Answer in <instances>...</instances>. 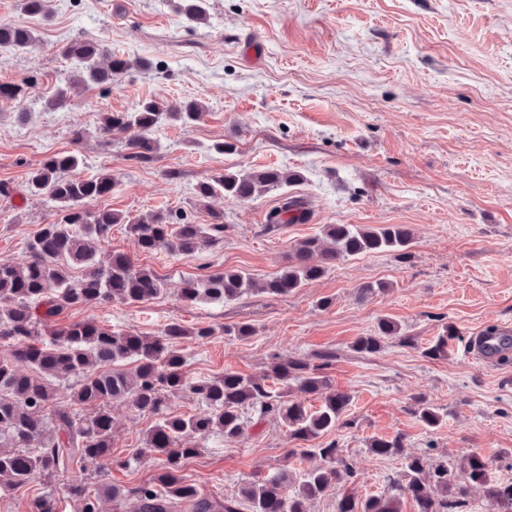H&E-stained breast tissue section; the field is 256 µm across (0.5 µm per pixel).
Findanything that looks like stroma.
I'll use <instances>...</instances> for the list:
<instances>
[{
  "mask_svg": "<svg viewBox=\"0 0 512 512\" xmlns=\"http://www.w3.org/2000/svg\"><path fill=\"white\" fill-rule=\"evenodd\" d=\"M177 3L51 0L54 18L45 25L20 0H0V23L30 27L37 38L26 51H0V84L31 86L24 102L0 98V262H23L28 240L58 218L46 197L28 193L29 172L79 149L83 164L73 178L109 172L118 180L98 207L132 217L167 209L196 224L220 210L226 230L211 250L183 257L141 253L125 225H113L99 263L128 253L164 280L165 291L143 303L72 308L58 325L92 319L147 336L173 319L212 326L209 343L183 344L192 379L258 375L275 352L334 351L329 373L351 403L331 437L350 457L356 496L386 493L402 468V457L369 452L375 436L402 435L407 454L432 459L471 450L497 479L512 481V363L469 352L478 332L512 328V0H208L202 24L187 22ZM74 39L148 66L116 76L108 92L76 86L68 109L43 111L40 100L71 78L57 48ZM149 97H198L208 113L189 127L155 129L159 158L141 165L127 160L123 142L104 141L99 127L104 113ZM77 129L84 137L76 147ZM218 141L235 151L211 153ZM267 166L303 179L246 202L196 196L198 183L224 170ZM284 194L304 200L309 218L265 232ZM326 224L408 225L410 255L346 259L285 296L254 292L220 306L180 301L184 281L204 273L272 276L294 244ZM371 281L388 283V291L358 300V286ZM325 298L330 308H321ZM383 317L400 325V335L377 353L354 352V340L374 333ZM238 323L254 326L255 336L225 335ZM446 325L458 339L446 356L424 357ZM421 392L443 415L436 428L409 412ZM111 413L114 462L104 481L131 488L152 480L158 463L138 450L153 418L123 402ZM197 445L183 474L217 499L280 468L297 474L311 465L288 457V433L272 418L239 440ZM120 460L126 468H117Z\"/></svg>",
  "mask_w": 512,
  "mask_h": 512,
  "instance_id": "stroma-1",
  "label": "stroma"
}]
</instances>
